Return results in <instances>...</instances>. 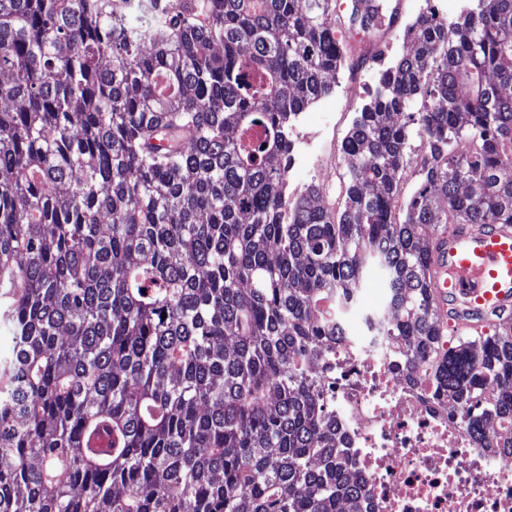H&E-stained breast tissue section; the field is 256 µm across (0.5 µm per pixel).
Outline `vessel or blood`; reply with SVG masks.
Masks as SVG:
<instances>
[{"mask_svg":"<svg viewBox=\"0 0 512 512\" xmlns=\"http://www.w3.org/2000/svg\"><path fill=\"white\" fill-rule=\"evenodd\" d=\"M430 288L440 322L456 334L512 316V225L460 224L437 234Z\"/></svg>","mask_w":512,"mask_h":512,"instance_id":"1","label":"vessel or blood"}]
</instances>
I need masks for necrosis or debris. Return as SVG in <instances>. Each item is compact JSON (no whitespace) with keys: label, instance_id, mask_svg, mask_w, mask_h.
<instances>
[{"label":"necrosis or debris","instance_id":"4bbe7bcc","mask_svg":"<svg viewBox=\"0 0 512 512\" xmlns=\"http://www.w3.org/2000/svg\"><path fill=\"white\" fill-rule=\"evenodd\" d=\"M335 119L326 113L322 129L291 157L320 184L335 167L322 139ZM395 350L367 330L337 345L332 370L313 366L325 378L347 477L362 487L342 512H512V458L479 447L456 403L424 383L427 367L396 365Z\"/></svg>","mask_w":512,"mask_h":512}]
</instances>
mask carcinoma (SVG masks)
<instances>
[{"label": "carcinoma", "mask_w": 512, "mask_h": 512, "mask_svg": "<svg viewBox=\"0 0 512 512\" xmlns=\"http://www.w3.org/2000/svg\"><path fill=\"white\" fill-rule=\"evenodd\" d=\"M341 25L336 0H0V512H340L361 487L309 365L375 264L366 328L477 441L512 420V319L449 346L427 287L436 231L512 224V0L407 26L334 211L288 199V125L354 70ZM369 287L364 288L360 295L358 307L363 311H379L384 313V294L381 288L382 271L373 266L368 272Z\"/></svg>", "instance_id": "obj_1"}]
</instances>
